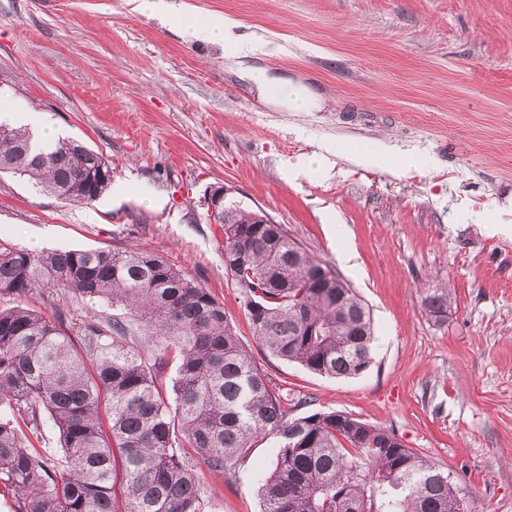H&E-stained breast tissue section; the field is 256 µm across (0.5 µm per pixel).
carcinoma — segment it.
<instances>
[{
    "instance_id": "obj_1",
    "label": "carcinoma",
    "mask_w": 512,
    "mask_h": 512,
    "mask_svg": "<svg viewBox=\"0 0 512 512\" xmlns=\"http://www.w3.org/2000/svg\"><path fill=\"white\" fill-rule=\"evenodd\" d=\"M112 164L76 140L50 147L27 129L0 132V172L27 176L66 203L89 204L112 183ZM265 214L236 205L220 226L241 251L232 271L244 314L278 359L330 377L371 363L369 310L336 274ZM62 288L112 316L79 326L84 350L55 319L0 308V491L13 512H204L191 457L232 474L256 444L279 453L260 488L263 512H465L452 475L389 430L346 414L291 417L208 289L145 250L71 249L33 254L0 242V297ZM434 289L429 314L448 311ZM150 354L134 349L138 338ZM176 365L172 388L165 375ZM60 453L41 448V417ZM193 455H188L187 450Z\"/></svg>"
}]
</instances>
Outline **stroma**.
I'll return each mask as SVG.
<instances>
[{
  "label": "stroma",
  "instance_id": "1",
  "mask_svg": "<svg viewBox=\"0 0 512 512\" xmlns=\"http://www.w3.org/2000/svg\"><path fill=\"white\" fill-rule=\"evenodd\" d=\"M174 2L236 22L262 45L252 64L270 85L133 0H0V101L113 169L88 205L0 173V241L163 256L223 302L290 415L392 430L467 487V512H512V0ZM286 82L318 109L279 105ZM376 147L393 171L353 163ZM218 186L369 307L365 372L331 378L262 347L207 219ZM429 288L451 297L442 316L423 308ZM15 302L70 323L112 313L60 288L0 305ZM278 452L258 443L232 478L199 467L206 512H262Z\"/></svg>",
  "mask_w": 512,
  "mask_h": 512
}]
</instances>
